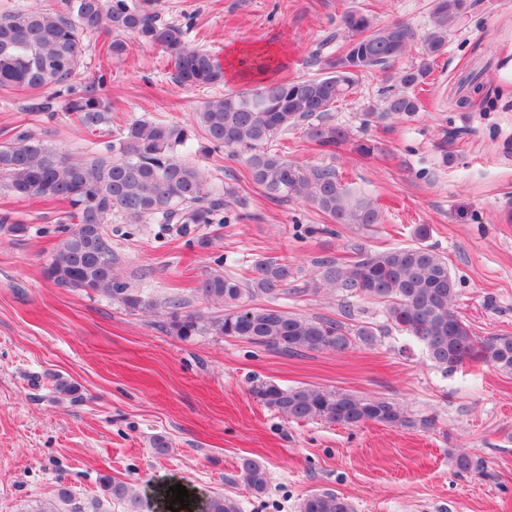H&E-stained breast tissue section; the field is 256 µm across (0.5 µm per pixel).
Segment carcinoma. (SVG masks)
Here are the masks:
<instances>
[{
	"mask_svg": "<svg viewBox=\"0 0 512 512\" xmlns=\"http://www.w3.org/2000/svg\"><path fill=\"white\" fill-rule=\"evenodd\" d=\"M466 10V0H432L431 25L417 62L397 68L413 39L404 24L374 25L360 11H345L340 26L345 40L329 48L335 37L318 43L315 56L322 73L297 81L268 80L253 90L230 92L204 103L197 112L208 147L243 149L248 177L266 198L280 201L301 198L331 223L368 229L382 222V212L371 199L345 187L336 169L303 166L289 161L273 147L290 128H302L307 139L328 153L351 140L349 133L327 121L328 112L356 93L359 75L395 68L391 77L400 91L389 96L380 112H367V121L390 115L411 116L423 108L421 92L436 57L448 45ZM103 30L112 39L101 47L107 60L120 58L133 42L161 48L171 59L176 81L182 86H210L224 82L220 58L188 43L186 31L162 20L155 0H65V10L40 8L0 16V89L37 91L56 87L66 111L74 114L88 133L106 137L105 152L84 160L62 153L28 131L0 145V192L18 198L65 202L74 226L46 263L45 273L58 287L96 292L129 311L149 307L142 294L114 273L112 250L104 224L117 214L129 224L175 226L181 233L200 224L229 222L238 191L230 184L216 186L183 153L191 141L189 128L169 122L135 119L122 124L112 118V105L90 82L71 83L82 64L83 36ZM420 243L372 250L359 246L354 257L323 256L317 263L313 290L331 288L343 301L358 298L383 308L386 321L421 343L432 365L448 375L467 363H482L512 372V335L479 337L455 308L457 281L446 259L431 246L430 226L415 228ZM250 277L215 271L199 282L196 292L209 303L224 305V314H183L173 305L168 328L177 336H225L254 347L285 355L302 352H342L357 345L372 346L383 331L370 323L345 322L341 317H307L274 306L279 296L298 292L293 267L285 256H259L249 265ZM258 297L264 304H246ZM253 399L292 421L321 420L353 428L377 423L388 428L421 425L396 401L361 397L310 386L282 387L272 381L250 389ZM455 472L496 479L485 460L460 451L451 454ZM241 477L255 495L269 484L266 466L242 459ZM103 494L79 499L71 487L58 484L52 497L27 505L22 512H110L107 504L122 501L127 512H140L141 501L126 484L104 474ZM202 512H241L232 496L216 493L206 499ZM299 512H355L353 503L334 491L313 492L299 504Z\"/></svg>",
	"mask_w": 512,
	"mask_h": 512,
	"instance_id": "1",
	"label": "carcinoma"
}]
</instances>
